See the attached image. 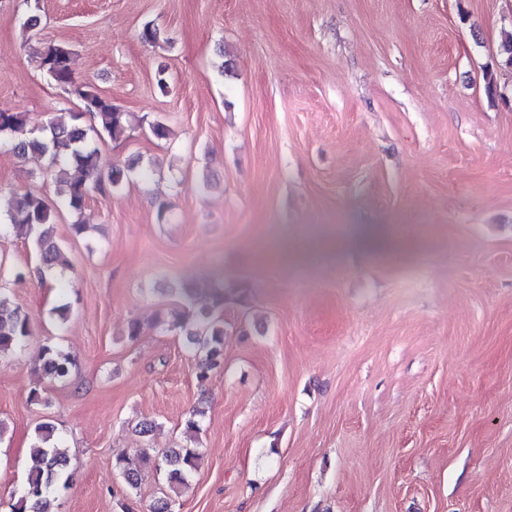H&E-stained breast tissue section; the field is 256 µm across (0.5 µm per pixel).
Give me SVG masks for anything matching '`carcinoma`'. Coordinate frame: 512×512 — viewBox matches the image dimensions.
<instances>
[{"mask_svg":"<svg viewBox=\"0 0 512 512\" xmlns=\"http://www.w3.org/2000/svg\"><path fill=\"white\" fill-rule=\"evenodd\" d=\"M42 64L57 84L63 87L75 84L68 49L48 48L43 54ZM77 92L82 110L68 112L64 117L49 121L43 127L46 134L42 137L35 135V128L31 127L32 118L28 114L0 112V136L4 135L11 141L19 157L39 153L48 156L52 164L59 166L60 177L67 174L70 167L80 173L79 177L68 181V205L75 211L81 210L89 192H106L107 188L117 185L124 174L123 169L114 165L108 178H103L102 158L88 137L83 118L88 115L99 121L101 129L96 131V135L100 138L106 135L118 139L125 136L128 130L124 113L117 111L110 99L88 85L77 88ZM8 221L10 226L22 228L33 236V247L43 269L49 271L59 266H70L54 234L52 210L40 194L31 190L19 194L8 214ZM182 295L188 308L157 321L156 326L163 330L178 329L184 333L186 349L203 354L197 369L198 377L204 379L224 365V321L220 315L224 308V288H200L188 284L182 288ZM31 334L28 313L18 307L7 308L6 298L0 292V355L23 346ZM73 364L74 359L61 350L48 346L42 349L40 371L42 376L50 380L67 378ZM55 433V427L49 423L36 427L32 464L12 512H51L52 494L68 487L74 463L55 443ZM154 460L150 449L136 448L119 456L116 466L126 484L135 489L141 469ZM199 460L200 454L195 448H170L163 452L160 465L166 471L169 487L176 489L186 485L197 470Z\"/></svg>","mask_w":512,"mask_h":512,"instance_id":"cac0c4a2","label":"carcinoma"}]
</instances>
